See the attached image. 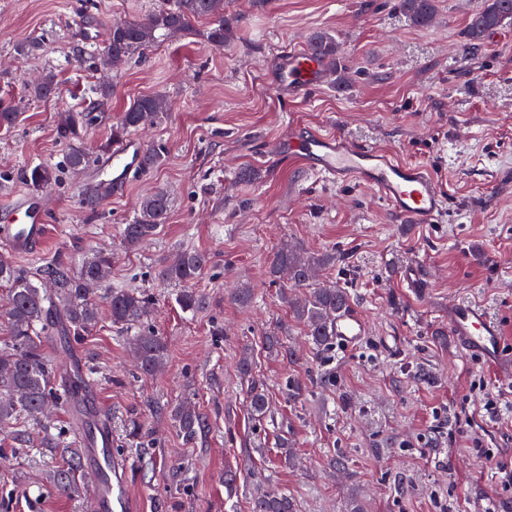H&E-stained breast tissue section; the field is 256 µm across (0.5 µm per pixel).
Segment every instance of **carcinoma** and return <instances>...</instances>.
Instances as JSON below:
<instances>
[{
    "label": "carcinoma",
    "mask_w": 512,
    "mask_h": 512,
    "mask_svg": "<svg viewBox=\"0 0 512 512\" xmlns=\"http://www.w3.org/2000/svg\"><path fill=\"white\" fill-rule=\"evenodd\" d=\"M401 9L416 26L430 25L436 16V0H401ZM202 20L209 21L205 30L206 40L218 47L233 37V26L224 18V0H164L161 7L146 14L139 21L115 20L109 29L107 52L112 61L130 58L138 49L153 43L156 33L186 32ZM512 22V0H482L470 15L466 29V45L475 50L485 35L506 23ZM309 46L329 63L336 60V41L324 32H316L309 38ZM54 73L48 72L31 87V94L47 98L56 89ZM111 95L108 86L91 90L88 102L66 113L57 125L56 133L65 140L78 139L84 127L104 110L105 101ZM171 109L161 95H145L133 102L112 125L109 137L97 147L107 154L112 146L123 141L134 129L147 120L161 119ZM93 162L91 153L81 147L73 148L64 160L72 171L87 169ZM26 183L35 191L52 188L58 182V168L50 164H38L25 174ZM111 191L101 182L89 188L82 197V207L97 210L102 199ZM171 207L169 194L156 190L140 201L138 213L129 224L120 227L122 243L134 249L152 239L165 222ZM210 264L208 254L197 250H184L162 270L166 281L181 286L176 302L185 312H196L204 304V298L189 284L196 281ZM336 264V253L304 255L286 245L278 249L269 266V277L276 279L288 273L292 287L308 286L312 272L317 267ZM112 265L111 254L98 251L74 265L56 260L39 266L33 272L18 269L8 256L0 255V284L8 286V311L6 324L10 340L0 346V426L9 427L13 444L18 448L30 446L31 439L22 424L40 421L46 407L63 405L70 401L73 390L86 384L95 374L91 368L72 370V379L63 385L55 376L44 353V343L59 333L65 336L89 335L98 325L99 307L93 299V287L101 285ZM293 318L303 325L306 336L319 349L330 350L336 338L331 331L336 314L351 309L348 289L322 286L311 289L302 300L293 299L288 292L281 293ZM112 325L120 329H136L126 337V344L137 356L139 369L145 375H153L164 366L167 345L161 336L144 323L151 316L150 297L135 288H111L107 292ZM264 352L273 357H287L290 350L279 332H269L262 340ZM247 399L251 418L263 426L269 415V394L264 387L252 382ZM168 416L179 434L187 442L195 441L205 433V417L190 398L173 405ZM41 445L61 449L65 466L48 472L46 481L59 493L72 495L78 492L76 478L82 470V451L76 442L64 441L43 427ZM251 512H296L293 499L288 493L261 494L251 503Z\"/></svg>",
    "instance_id": "cac0c4a2"
}]
</instances>
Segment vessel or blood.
<instances>
[{"mask_svg": "<svg viewBox=\"0 0 512 512\" xmlns=\"http://www.w3.org/2000/svg\"><path fill=\"white\" fill-rule=\"evenodd\" d=\"M328 78L324 62L310 49H292L276 73L286 96L306 95ZM142 148L133 140L114 145L103 165L113 190L124 188L141 167ZM272 157L290 160L330 182L373 190L406 224L439 223L447 197L422 165L396 158L384 148L300 127L276 145ZM48 232V213L37 194H16L0 203V244L21 256L39 252ZM448 327L465 352L479 355L500 375L512 378V360L502 353L504 339L495 319L480 303L458 300L448 309ZM336 339L353 344L367 334L365 319L348 310L336 320ZM84 468L91 490L87 512H137L122 461L112 454V422L100 418L92 429Z\"/></svg>", "mask_w": 512, "mask_h": 512, "instance_id": "vessel-or-blood-1", "label": "vessel or blood"}]
</instances>
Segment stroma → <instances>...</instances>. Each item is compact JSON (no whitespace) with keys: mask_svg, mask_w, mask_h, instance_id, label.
I'll return each mask as SVG.
<instances>
[{"mask_svg":"<svg viewBox=\"0 0 512 512\" xmlns=\"http://www.w3.org/2000/svg\"><path fill=\"white\" fill-rule=\"evenodd\" d=\"M162 0H0V106L17 122L0 129V198L28 192L22 174L48 163L61 166L73 144L59 139L61 112L82 105L89 86L107 83L105 112L78 144L105 141L120 113L143 95L171 103L161 121L134 131L143 149L163 163L134 176L96 212L81 199L101 180L99 165L61 171L44 191L49 232L42 250L15 257L33 270L51 260L72 263L108 249V284L149 294L151 326L167 344L164 369L140 375L109 316L76 342L45 345L54 370L82 363L97 371L88 388L112 415L113 447L122 451L140 512H249L265 491H284L297 512H512V412L491 416L486 400L512 402V382L448 334V306L482 304L499 322L512 356V25L489 32L467 49L464 29L479 0H439L437 16L414 26L396 0H224L238 30L224 47L203 36L206 22L169 34L135 54L119 70L105 65L113 20L135 21ZM335 36L340 52L331 83L284 101L273 78L278 59L307 45L311 33ZM88 39L92 58L73 56ZM39 48L23 49L30 42ZM54 72L53 96L37 99L30 86ZM320 127L376 144L427 167L449 206L437 224H403L371 190L340 185L293 162H270L269 152L292 126ZM254 169L252 180L239 178ZM166 190L171 209L158 234L131 250L119 229L131 223L141 197ZM307 255L348 253V264L319 270L315 280L348 286L352 307L368 334L354 348L336 346L330 362L304 334L269 278L278 249ZM185 249L210 254L196 282L205 299L194 313L175 301L177 288L161 270ZM423 279L411 292L399 271ZM248 288V303L236 301ZM281 328L292 357L262 350L266 332ZM253 359V379L269 394L271 421L254 428L248 379L238 370ZM336 382L315 383L321 367ZM305 385V399L287 397L283 383ZM191 398L208 423L205 437L185 442L167 411ZM137 418L149 434L135 447L121 434ZM492 449L476 456L474 439ZM288 442L296 467L279 462ZM344 470L330 467L335 453ZM53 449L35 456L14 448L0 429V495L8 512H83L89 495L51 490L46 470ZM237 473L235 493L224 487Z\"/></svg>","mask_w":512,"mask_h":512,"instance_id":"obj_1","label":"stroma"}]
</instances>
